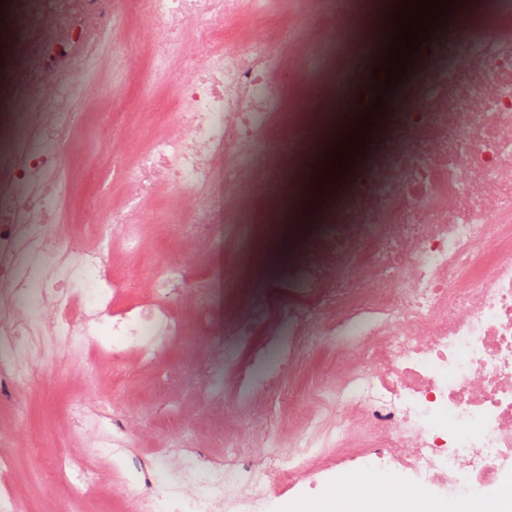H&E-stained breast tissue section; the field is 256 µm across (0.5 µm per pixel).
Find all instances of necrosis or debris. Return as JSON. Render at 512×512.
<instances>
[{
  "instance_id": "necrosis-or-debris-1",
  "label": "necrosis or debris",
  "mask_w": 512,
  "mask_h": 512,
  "mask_svg": "<svg viewBox=\"0 0 512 512\" xmlns=\"http://www.w3.org/2000/svg\"><path fill=\"white\" fill-rule=\"evenodd\" d=\"M394 0H0V374L22 383L62 358L153 364L181 336L189 303L213 339L195 363L204 403L250 407L249 432L226 431L223 461L180 420L164 429L156 480L114 489L131 512H265L270 483L291 489L333 464L384 471L388 496L417 483L469 498L512 476V0H469L435 29L390 99L364 159L321 206L300 252L268 278L226 261L233 226L263 199L268 221L294 212L299 183L335 129L375 96L378 44ZM329 19L326 36L309 28ZM320 91L293 112L299 72ZM170 84L171 98L156 86ZM136 86L149 121H105L92 172L128 185L96 216L85 246L64 234V149L90 100ZM148 140L131 158L129 146ZM177 199L175 217L149 206ZM174 227L172 250L141 275L114 270L144 225ZM211 253L202 275L185 245ZM145 300L131 299L135 284ZM246 296L228 306L231 289ZM112 321V342L94 324ZM332 375L279 383L315 352ZM224 372L223 383L211 379ZM75 401L84 448L55 459L78 498L111 476L134 434L122 412ZM111 417L112 429L96 422ZM296 428L282 436L277 422ZM263 443L265 454L252 450ZM111 449L112 458L102 456Z\"/></svg>"
}]
</instances>
